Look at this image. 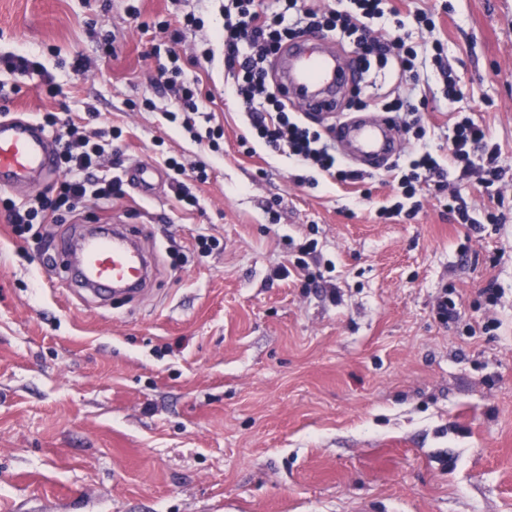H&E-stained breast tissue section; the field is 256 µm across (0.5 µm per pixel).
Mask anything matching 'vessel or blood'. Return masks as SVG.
I'll list each match as a JSON object with an SVG mask.
<instances>
[{"label":"vessel or blood","mask_w":512,"mask_h":512,"mask_svg":"<svg viewBox=\"0 0 512 512\" xmlns=\"http://www.w3.org/2000/svg\"><path fill=\"white\" fill-rule=\"evenodd\" d=\"M279 69L280 88L304 108L333 109L339 94L353 80L348 61L330 40L307 37L289 44ZM335 137L345 156L366 168L391 159L396 152L392 124L374 115L337 116ZM52 138L31 119L0 116V190H11L30 180L55 175ZM133 186L143 195H153L161 178L149 162L135 164L128 172ZM76 251L67 253L64 273L86 295L105 293L136 295L146 283L151 264L135 241L131 225L118 221L75 234Z\"/></svg>","instance_id":"b4317fda"}]
</instances>
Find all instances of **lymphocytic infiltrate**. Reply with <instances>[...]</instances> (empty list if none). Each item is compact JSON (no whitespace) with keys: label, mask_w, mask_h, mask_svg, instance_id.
I'll use <instances>...</instances> for the list:
<instances>
[{"label":"lymphocytic infiltrate","mask_w":512,"mask_h":512,"mask_svg":"<svg viewBox=\"0 0 512 512\" xmlns=\"http://www.w3.org/2000/svg\"><path fill=\"white\" fill-rule=\"evenodd\" d=\"M348 10L323 11L308 0H228L223 8L224 70L233 80L232 92L246 113L253 135L273 151L288 157L300 168L297 183H304L306 170H316L341 181L362 180V173L341 168L327 138L291 115L283 97L270 80V58L288 41L304 35L321 34L348 45L363 71L392 68L399 80L419 82L418 62L432 60L442 65L444 48L440 41L413 40L408 23L433 29L426 14L406 17L400 12L386 14L383 0H350ZM383 111L403 114L404 125L412 129L419 146L400 172L394 175L395 189L403 196L442 189L454 184L448 209L471 230L482 221H494V214L478 220L469 213L465 199L473 169H481L486 184L501 181L506 167L500 151L489 143L487 130L470 116L457 117L448 139L447 156L438 155L426 142L423 113L413 97L397 96L384 103ZM46 126L55 128L57 167L62 178L55 196L37 198L29 205L17 206L0 201L15 233L22 234L33 224L54 222L59 210L74 213L89 201H108L122 196V180L110 173L105 149L80 133L69 119L56 113L42 116Z\"/></svg>","instance_id":"obj_1"}]
</instances>
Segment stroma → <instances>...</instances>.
I'll return each instance as SVG.
<instances>
[{
  "label": "stroma",
  "mask_w": 512,
  "mask_h": 512,
  "mask_svg": "<svg viewBox=\"0 0 512 512\" xmlns=\"http://www.w3.org/2000/svg\"><path fill=\"white\" fill-rule=\"evenodd\" d=\"M386 4L432 15L466 88L449 102L429 69L430 143L446 147L463 113L512 161V0ZM221 6L0 0V55L43 66L0 70L9 111L73 119L118 175L139 160L164 170L154 196L129 186L22 236L0 208V512H512V190L472 184L474 217H501L477 233L430 192L414 215L379 218L384 169L295 183L225 94L220 62L195 61L222 52ZM189 13L202 26L171 45L159 21ZM172 47L198 94L191 132L168 118ZM210 112L216 151L196 139ZM170 157L207 164L196 207ZM119 218L153 252L148 291L88 305L61 280V243L74 222ZM308 239L317 288L293 266ZM445 288L463 322L437 320ZM4 67L13 74L27 76L33 72H41L38 62L30 60L25 55H10L0 57V68Z\"/></svg>",
  "instance_id": "stroma-1"
}]
</instances>
